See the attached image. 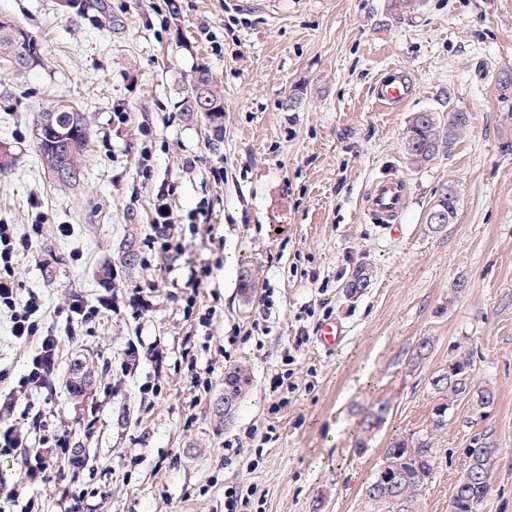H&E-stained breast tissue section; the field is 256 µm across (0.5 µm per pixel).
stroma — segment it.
<instances>
[{"label": "stroma", "instance_id": "stroma-1", "mask_svg": "<svg viewBox=\"0 0 512 512\" xmlns=\"http://www.w3.org/2000/svg\"><path fill=\"white\" fill-rule=\"evenodd\" d=\"M80 2L0 0V14L38 33L45 58L25 75L0 69V140L17 152L0 174V217L25 230L35 202L48 217L38 258L18 266L20 290L43 293L57 326L69 293H94L107 267L118 271L115 287L152 282L166 297L143 322L112 315L63 346L61 371L79 376L84 393L59 392L51 423L89 459L84 512H224V488L235 484L248 490L247 512H365L382 449L420 426L431 375L462 352L475 386L494 389L497 402L474 427L449 425L425 512H448L449 487L479 434L503 449L483 512H512V152L500 148L512 101L495 82L499 68H512V0H424L398 21L388 19L386 0H106L104 13ZM201 67L224 93L216 126L183 110ZM394 70L407 72L415 91L376 110L372 87ZM293 93L302 103L285 110ZM53 99L81 110L92 134L75 188L54 183L36 154L34 118ZM116 109L124 124H113ZM426 109H464L473 121L450 158L414 171L402 131ZM146 146L150 180L137 174ZM213 166L223 168L222 181L208 180ZM383 176L408 190L394 235L364 209ZM162 180L178 185L169 200L178 223L204 205L214 226L198 229L186 256L216 264L202 290L217 309L212 338L198 352L212 364V387L196 396L186 369L172 367L152 397L144 363L108 398L100 360L135 337L178 357L193 322L183 314L186 258L154 257L143 245ZM451 185L461 191L457 215L432 232L428 211ZM60 224L70 236L57 234ZM77 251L82 261L72 258ZM361 263L372 267V284L348 296ZM244 264L258 283L248 298L239 288ZM266 304L270 332L258 344L247 333ZM336 319L348 328L341 347L325 352L311 340L293 348L300 330ZM425 337L432 351L415 359ZM237 369L249 384L226 418L224 376ZM287 374L296 390H272V377ZM383 401L388 421L358 452L361 423ZM234 438L240 459L228 465L224 442Z\"/></svg>", "mask_w": 512, "mask_h": 512}]
</instances>
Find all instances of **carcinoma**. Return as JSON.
<instances>
[{
	"mask_svg": "<svg viewBox=\"0 0 512 512\" xmlns=\"http://www.w3.org/2000/svg\"><path fill=\"white\" fill-rule=\"evenodd\" d=\"M421 0H387V15L401 20L415 14ZM41 45L38 36L17 24L11 17L0 15V65L21 72L43 66V56L27 52L24 42ZM184 111L198 112L215 123L224 115V96L215 84L210 71L201 68L196 72L190 93L185 99ZM472 113L454 109L448 118L429 110L411 115L403 132L406 162L414 169L434 164L438 159L451 156L461 136L471 127ZM36 151L45 171L56 177V183L72 186L84 179L81 158L87 151L91 131L82 112L73 106L55 101L42 108L36 116ZM16 161L13 146L0 141V174L12 169ZM460 192L455 186L444 188L431 205L448 215L453 223L457 213ZM370 268L359 264L345 284L346 293L355 296L365 291L371 282ZM473 362L469 355H456L448 360V369L434 373L429 379L434 401L431 412L421 427L401 434L382 449L385 458L402 466L393 473L374 472L365 486L364 501L368 512H423L422 492L436 475L439 441L448 430L454 417L457 402L469 403L467 415L460 418L462 426L469 428L477 417L492 408L497 400L490 388L474 389L472 386ZM247 374L239 369L230 373L224 392L230 394L231 403L239 402L243 391L240 380ZM390 408L377 404L367 416L355 447H370L375 434L385 423ZM473 445L480 449L481 464L465 463L458 473L448 499V512H482L490 493V462L499 454L498 444L485 436L473 438Z\"/></svg>",
	"mask_w": 512,
	"mask_h": 512,
	"instance_id": "obj_1",
	"label": "carcinoma"
}]
</instances>
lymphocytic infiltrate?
Masks as SVG:
<instances>
[{"instance_id": "1", "label": "lymphocytic infiltrate", "mask_w": 512, "mask_h": 512, "mask_svg": "<svg viewBox=\"0 0 512 512\" xmlns=\"http://www.w3.org/2000/svg\"><path fill=\"white\" fill-rule=\"evenodd\" d=\"M177 190L175 183H161L159 204L151 226L152 232L144 245L151 253L161 256L180 254L186 248V237L180 225L168 215L167 200ZM48 221L46 213L38 211L26 232H18L15 225L0 220V313H7L10 333L15 341L30 345L32 351L25 370L17 381L0 370V457L11 458L19 468L18 478L0 476V512H39L34 500L23 499L24 488L42 482L50 464L59 470L87 468L88 462L79 455L68 433L51 426L45 418L59 389L75 392L71 379L61 378L58 372L59 355L65 339L75 338L89 324L99 322L104 314L129 310L137 320L151 317L162 296L155 285L133 289L123 294L113 286L112 275L100 280L98 293L88 296L71 293L60 315L65 322L64 331L48 324L45 319L44 300L40 293L28 291L20 295L16 269L22 258L33 256ZM186 285L184 313H197L198 324L209 327L215 311L201 297V289L213 274L210 264L190 265ZM149 363L155 376H162L168 368L169 355L160 342H128L120 363L103 360L101 372L111 376L113 370L128 374L140 363Z\"/></svg>"}]
</instances>
